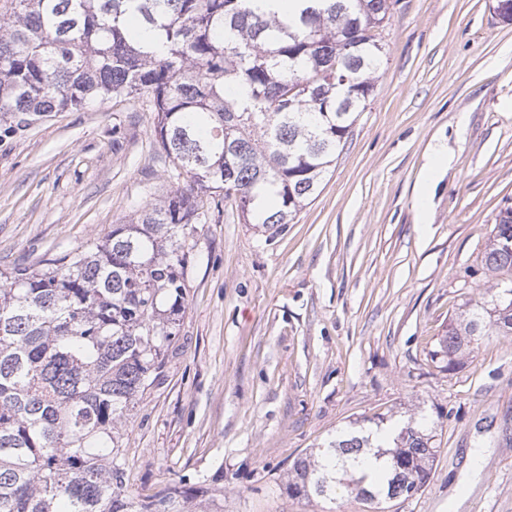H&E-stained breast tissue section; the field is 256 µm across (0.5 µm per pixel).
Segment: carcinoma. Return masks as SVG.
I'll return each instance as SVG.
<instances>
[{
    "mask_svg": "<svg viewBox=\"0 0 512 512\" xmlns=\"http://www.w3.org/2000/svg\"><path fill=\"white\" fill-rule=\"evenodd\" d=\"M301 4L282 18L253 0H0L1 118L144 98L182 181L100 241L0 271V512H224L216 490L132 495L121 430L177 336L202 198L234 201L245 224L291 223L365 108L389 0ZM492 233L485 265L502 279L439 339L449 372L512 335V205ZM372 436L296 459L288 496L378 506L425 487L432 429L411 416Z\"/></svg>",
    "mask_w": 512,
    "mask_h": 512,
    "instance_id": "cac0c4a2",
    "label": "carcinoma"
}]
</instances>
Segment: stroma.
<instances>
[{
    "instance_id": "stroma-1",
    "label": "stroma",
    "mask_w": 512,
    "mask_h": 512,
    "mask_svg": "<svg viewBox=\"0 0 512 512\" xmlns=\"http://www.w3.org/2000/svg\"><path fill=\"white\" fill-rule=\"evenodd\" d=\"M496 6L396 0L366 108L293 222L210 208L164 378L123 428L134 496L217 483L224 512H373L288 497V468L339 432L422 414L441 448L430 480L383 512H512V336L453 373L432 355L494 287L482 257L512 200V21ZM441 149L424 209L418 184ZM177 184L141 100L26 117L0 136V269L103 237ZM477 448L479 479L452 509Z\"/></svg>"
}]
</instances>
